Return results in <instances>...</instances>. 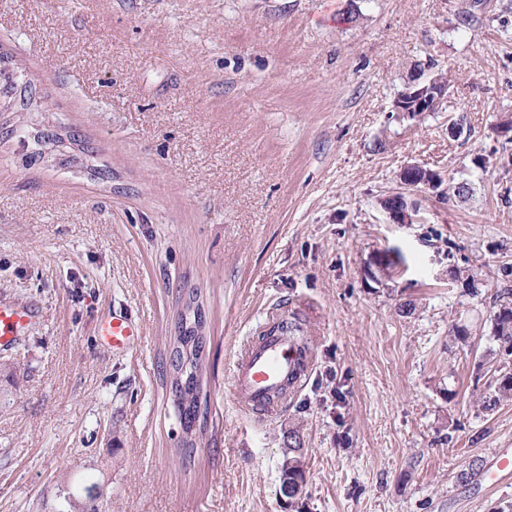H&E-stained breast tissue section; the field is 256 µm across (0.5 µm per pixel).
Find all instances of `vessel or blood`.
<instances>
[{"label":"vessel or blood","mask_w":512,"mask_h":512,"mask_svg":"<svg viewBox=\"0 0 512 512\" xmlns=\"http://www.w3.org/2000/svg\"><path fill=\"white\" fill-rule=\"evenodd\" d=\"M29 311L21 306L0 301V347L14 343L28 326ZM102 333L107 336L113 350H130L138 334L131 317L115 314L105 321ZM296 372V351L287 337L279 336L251 342L233 362L231 388L245 410L275 412L277 406L268 397L288 376ZM512 479V451L498 450L495 462L478 477L479 483L497 487Z\"/></svg>","instance_id":"obj_1"}]
</instances>
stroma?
Masks as SVG:
<instances>
[{"mask_svg":"<svg viewBox=\"0 0 512 512\" xmlns=\"http://www.w3.org/2000/svg\"><path fill=\"white\" fill-rule=\"evenodd\" d=\"M0 54L35 96L0 109V299L32 314L0 348V512H512V484L475 479L512 448V402L480 407L512 263V0H0ZM430 60L454 76L445 109L395 118ZM407 162L468 198L410 191L414 222L392 223ZM192 302L188 457L168 369ZM284 309L307 377L251 415L232 363ZM115 313L138 325L122 354ZM200 323L201 317L198 308L193 312V322L188 323L181 314L178 335L175 336L172 349V352L175 350L177 353H180L177 348H181L185 352L188 350L191 356L189 374L178 378L173 369L171 377L172 402L183 430L182 447L186 453L194 449L195 426L201 417L205 419L204 414L207 413L201 406V374L205 339L198 332ZM281 332H288V336H291L297 349L299 368L303 370L307 355L310 353L311 343L306 324L303 323L299 314L291 311V313H288V318L273 320L268 330L263 335L271 336ZM102 336H107L113 351H128L133 348L138 328L131 317L115 314L105 321ZM288 448H298L296 452H288V461L284 457L281 465V482L288 480V483L306 486L305 458L302 454V441L300 436L290 434L288 437ZM288 483L284 484L280 496L282 501H288V495L298 494V489H291Z\"/></svg>","mask_w":512,"mask_h":512,"instance_id":"35a3bbf8","label":"stroma"}]
</instances>
